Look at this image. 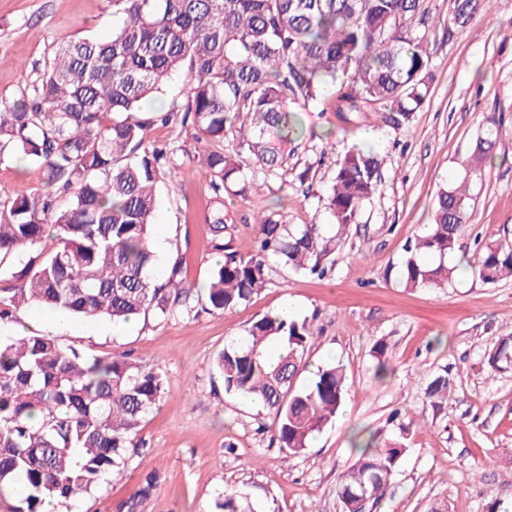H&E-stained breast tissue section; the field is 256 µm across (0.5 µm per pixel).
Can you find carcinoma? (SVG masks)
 I'll use <instances>...</instances> for the list:
<instances>
[{"label":"carcinoma","instance_id":"obj_1","mask_svg":"<svg viewBox=\"0 0 512 512\" xmlns=\"http://www.w3.org/2000/svg\"><path fill=\"white\" fill-rule=\"evenodd\" d=\"M120 18L112 36L57 45L37 83L0 104V162L42 170L28 194L0 188V321L35 304L82 317L128 321L192 312L194 286L175 261L158 281L151 243L156 181L174 153L146 144L148 127L176 112L148 108L172 75L189 77L183 119L207 145L200 167L215 195L246 199L258 176L288 183V145L304 136L300 112L323 101L345 129L369 112L400 130L428 97L432 21L424 0H108ZM490 0H448L442 38L466 31ZM494 139H481L461 181L437 194L434 223L415 238L401 269L407 288H444L458 271L473 179L485 175ZM385 157L354 147L328 188L336 232L322 224L259 219L253 248L231 244L224 212L212 219V250L221 255L205 288L212 311L248 301L267 283L270 260L322 275L362 208L377 193ZM47 237L55 247L40 249ZM475 272L486 283L512 278V242L482 249ZM310 330L272 315L218 352L224 392L256 398L275 414L272 438L292 458L342 407L345 368L328 365L304 388H292ZM512 363V337L487 357L495 371ZM452 382L438 375L426 395L439 407ZM166 391L160 368L125 353L86 357L46 335L0 342V500L23 487L10 512H44L124 473L141 421ZM338 487L345 512L359 499L384 496L405 450L391 441L361 446ZM148 475L127 512L150 496ZM219 512H252L235 492Z\"/></svg>","mask_w":512,"mask_h":512}]
</instances>
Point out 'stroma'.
I'll return each instance as SVG.
<instances>
[{
	"label": "stroma",
	"instance_id": "35a3bbf8",
	"mask_svg": "<svg viewBox=\"0 0 512 512\" xmlns=\"http://www.w3.org/2000/svg\"><path fill=\"white\" fill-rule=\"evenodd\" d=\"M115 23L108 0H0V100L38 80L58 44L111 36ZM433 45L429 95L406 127L393 130L374 112L347 132L335 113H304L306 135L294 154L310 167L303 188L260 178L247 198L224 199L232 244L245 253L258 232L254 213L332 224L325 198L338 162L356 144L385 155L378 192L325 277L275 263L265 288L224 312L149 313L115 324L64 314L49 321L46 308L32 305L0 324L5 340L28 322L63 347L88 356L125 352L166 375V393L142 420L123 478H104L56 512H120L150 473L158 481L146 512H215L217 497L230 491L247 495L255 512H342L336 485L356 459L355 433L406 448L384 496L365 512H512V368L493 372L485 362L500 338L512 336V280L487 284L467 272L445 288L407 289L399 277L408 245L433 221L438 190L462 179L465 158L497 127L493 161L470 187L461 241H512V0H494L465 36ZM147 142L177 158L157 180L155 274L178 259L185 280L204 288L216 257L203 145L193 124L178 119L152 126ZM284 304L311 328L296 387L328 364L347 368L335 420L290 459L271 441L274 413L225 394L214 368L226 343ZM380 342L388 365L381 379L372 355ZM443 372L452 390L437 411L426 388Z\"/></svg>",
	"mask_w": 512,
	"mask_h": 512
}]
</instances>
